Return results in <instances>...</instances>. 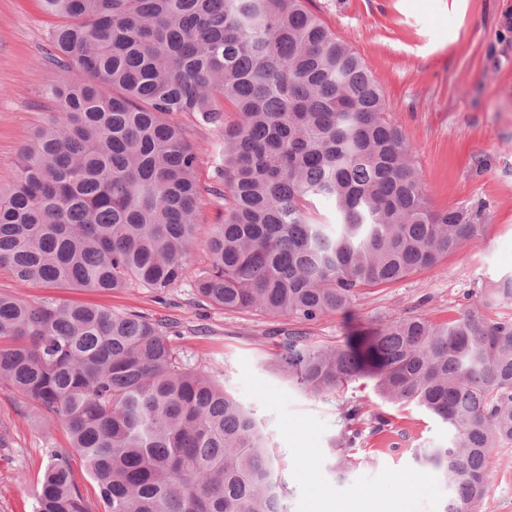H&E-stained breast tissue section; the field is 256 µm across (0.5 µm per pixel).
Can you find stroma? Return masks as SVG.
Segmentation results:
<instances>
[{"label":"stroma","instance_id":"stroma-1","mask_svg":"<svg viewBox=\"0 0 512 512\" xmlns=\"http://www.w3.org/2000/svg\"><path fill=\"white\" fill-rule=\"evenodd\" d=\"M309 7L362 57L436 209L484 205V232L437 266L364 291L349 310L310 325L312 341L333 345L385 319L420 314L441 323L466 294L480 295L512 275V0H311ZM53 24L39 0H0V185L17 178L19 152L56 109L50 86L68 74L45 60ZM189 139L204 149L203 185L216 183L211 126L183 115ZM0 293L134 311L177 325L178 349L214 365L224 389L261 423L280 457L284 512H359L374 495L378 512H445L450 491L440 472L422 477L420 455L448 444V427L422 408L381 401L360 379L329 394L303 391L272 368L274 330L285 318L224 310L200 301L189 283L157 298L145 288L114 292L19 284L0 268ZM381 413L391 429L364 435L343 459L332 445L348 429L344 407ZM0 512H34L47 449L66 450L56 420H35L0 385ZM481 512H512V444L494 449Z\"/></svg>","mask_w":512,"mask_h":512}]
</instances>
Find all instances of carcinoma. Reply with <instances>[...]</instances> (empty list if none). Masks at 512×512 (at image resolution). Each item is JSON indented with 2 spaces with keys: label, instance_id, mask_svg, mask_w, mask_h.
<instances>
[{
  "label": "carcinoma",
  "instance_id": "1",
  "mask_svg": "<svg viewBox=\"0 0 512 512\" xmlns=\"http://www.w3.org/2000/svg\"><path fill=\"white\" fill-rule=\"evenodd\" d=\"M57 19L52 119L0 190V267L17 281L161 296L186 277L194 238L208 261L192 288L233 311L287 318L275 370L315 395L356 379L448 425L425 456L477 512L493 448L512 443V277L434 324L419 314L336 345L307 326L367 288L436 266L482 234L481 209H433L412 147L358 53L310 0H40ZM223 131L219 186L175 117ZM219 223L197 218L203 191ZM329 201V217L315 216ZM174 323L0 294V383L70 448L48 449L35 512H88L72 461L103 512H281L277 456L212 368L173 342ZM350 448L361 407L343 410ZM366 421V420H364ZM370 432L387 431L376 414Z\"/></svg>",
  "mask_w": 512,
  "mask_h": 512
}]
</instances>
